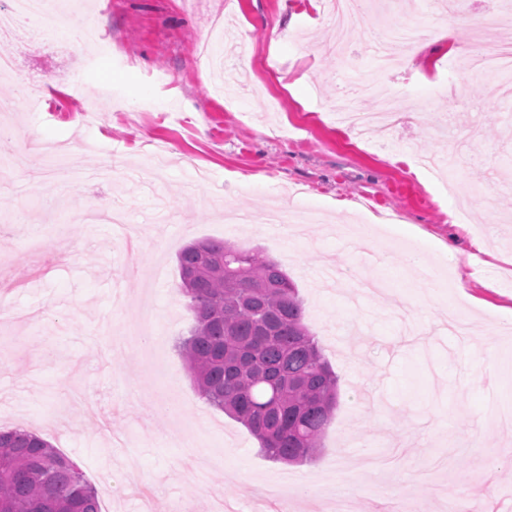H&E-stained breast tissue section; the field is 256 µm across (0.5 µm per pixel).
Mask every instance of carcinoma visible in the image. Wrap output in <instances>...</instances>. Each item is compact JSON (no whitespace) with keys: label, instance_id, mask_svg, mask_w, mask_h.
Segmentation results:
<instances>
[{"label":"carcinoma","instance_id":"carcinoma-1","mask_svg":"<svg viewBox=\"0 0 512 512\" xmlns=\"http://www.w3.org/2000/svg\"><path fill=\"white\" fill-rule=\"evenodd\" d=\"M178 288L195 325L181 345L201 396L243 424L271 459L315 456L337 396V376L304 321L281 266L224 240L178 255ZM0 512H101L68 457L24 429L0 430Z\"/></svg>","mask_w":512,"mask_h":512}]
</instances>
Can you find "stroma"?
Segmentation results:
<instances>
[{
	"label": "stroma",
	"mask_w": 512,
	"mask_h": 512,
	"mask_svg": "<svg viewBox=\"0 0 512 512\" xmlns=\"http://www.w3.org/2000/svg\"><path fill=\"white\" fill-rule=\"evenodd\" d=\"M427 37L382 77L360 30H336L321 0H89L78 22L22 47L0 96L19 102L0 161L30 139L82 178L68 195L41 175L0 176V429L25 428L70 458L101 512H448V492L498 489L474 512H512V96L472 79L462 106L451 83L464 59L440 50L432 0H393ZM456 40L496 42L503 14L447 13ZM96 28L105 50L70 34ZM363 75L355 104L378 90L401 100L386 138L336 119L343 73ZM478 156L461 174L494 195V214L461 207L446 170L415 159ZM308 190L305 224H226L215 212L282 204ZM369 196L393 222L374 223ZM127 210L135 243L85 211ZM41 234L40 251L27 235ZM225 240L275 260L296 284L305 323L339 378L334 415L311 462L268 458L249 431L199 394L178 349L194 324L177 287V255ZM422 255L414 267L404 254ZM383 280L388 302L351 305L328 285ZM455 301L489 350L470 355L441 328ZM206 441L214 467L188 475L183 436ZM476 443L470 465L458 441ZM494 454L495 469L483 465ZM314 485H307V478Z\"/></svg>",
	"instance_id": "1"
}]
</instances>
